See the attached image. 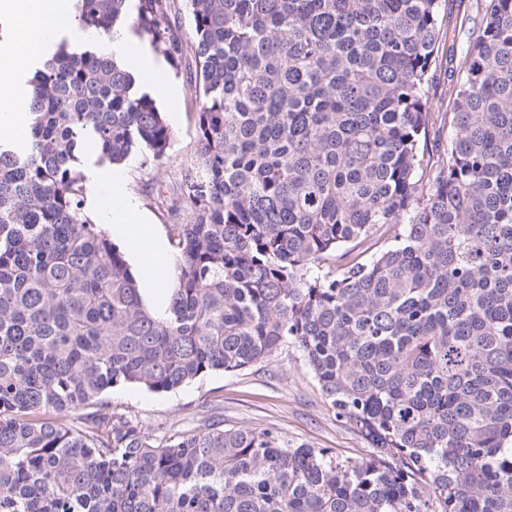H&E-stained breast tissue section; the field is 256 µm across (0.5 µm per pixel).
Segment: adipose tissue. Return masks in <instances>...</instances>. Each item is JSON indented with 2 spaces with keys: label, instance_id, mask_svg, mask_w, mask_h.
<instances>
[{
  "label": "adipose tissue",
  "instance_id": "adipose-tissue-1",
  "mask_svg": "<svg viewBox=\"0 0 512 512\" xmlns=\"http://www.w3.org/2000/svg\"><path fill=\"white\" fill-rule=\"evenodd\" d=\"M9 25V51L0 53V130L15 134L28 123L29 90L18 75L44 51L49 38L61 35L81 37L82 32L68 0H0V23ZM105 214L113 237L132 242L130 262L138 270L143 295L153 307L167 303L162 283L152 268L163 244L151 225L133 223L128 202L107 203Z\"/></svg>",
  "mask_w": 512,
  "mask_h": 512
}]
</instances>
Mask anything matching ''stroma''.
<instances>
[{"mask_svg": "<svg viewBox=\"0 0 512 512\" xmlns=\"http://www.w3.org/2000/svg\"><path fill=\"white\" fill-rule=\"evenodd\" d=\"M484 11V0H447L436 78L429 92L434 111L450 110L449 75L459 71L466 47L481 35ZM124 31L133 36L136 49L162 63L172 91L156 97L155 103L174 133V142L161 160L147 162L135 153L114 168L100 160L94 149H87L84 208L92 219H100L102 204L117 189L142 223L163 228L170 222L164 198L187 170L198 165L195 63L187 56L180 64H173L162 51L152 48L147 36L136 33L129 25ZM108 168L118 176V188L98 179V172ZM107 398L114 411L138 421L155 438L219 416L229 427L276 428L290 443L327 448L342 459H359L369 453L365 440L337 418L301 353L292 347L245 370L214 372L172 392L156 394L125 386L112 389Z\"/></svg>", "mask_w": 512, "mask_h": 512, "instance_id": "obj_1", "label": "stroma"}]
</instances>
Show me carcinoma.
Returning <instances> with one entry per match:
<instances>
[{
    "mask_svg": "<svg viewBox=\"0 0 512 512\" xmlns=\"http://www.w3.org/2000/svg\"><path fill=\"white\" fill-rule=\"evenodd\" d=\"M127 2L76 0L80 27L196 64L169 306L85 212L80 163L174 133L116 57L62 42L0 139V512H512V0H487L436 156L443 0H185L189 43L177 0ZM288 346L368 457L219 418L154 439L105 400Z\"/></svg>",
    "mask_w": 512,
    "mask_h": 512,
    "instance_id": "cac0c4a2",
    "label": "carcinoma"
}]
</instances>
